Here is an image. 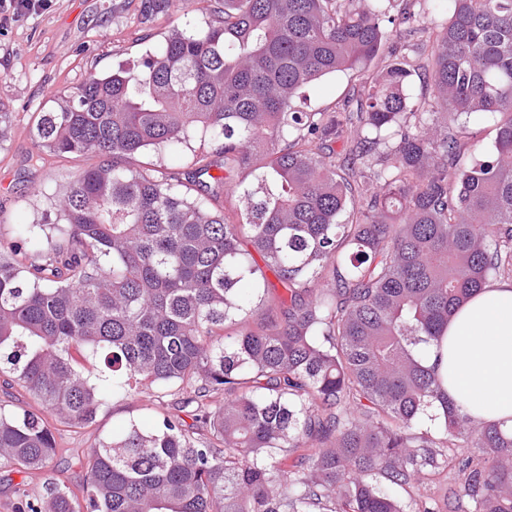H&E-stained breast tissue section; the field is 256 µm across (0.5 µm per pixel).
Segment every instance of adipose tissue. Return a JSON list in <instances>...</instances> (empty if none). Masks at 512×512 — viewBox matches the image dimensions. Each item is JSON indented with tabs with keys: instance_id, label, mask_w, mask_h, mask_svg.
Segmentation results:
<instances>
[{
	"instance_id": "adipose-tissue-1",
	"label": "adipose tissue",
	"mask_w": 512,
	"mask_h": 512,
	"mask_svg": "<svg viewBox=\"0 0 512 512\" xmlns=\"http://www.w3.org/2000/svg\"><path fill=\"white\" fill-rule=\"evenodd\" d=\"M444 387L475 423L512 424V280L493 281L455 309L440 343Z\"/></svg>"
}]
</instances>
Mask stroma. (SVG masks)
<instances>
[{
  "instance_id": "stroma-1",
  "label": "stroma",
  "mask_w": 512,
  "mask_h": 512,
  "mask_svg": "<svg viewBox=\"0 0 512 512\" xmlns=\"http://www.w3.org/2000/svg\"><path fill=\"white\" fill-rule=\"evenodd\" d=\"M215 0L185 5L173 0L169 12L152 23H134V0H52L49 9L21 21L0 26V235L8 237L17 225L33 224L51 209L50 199L73 175L96 165L95 157L39 156L33 125L39 113L54 107L60 92L80 83L88 71L107 74L137 65L153 52L171 29L203 26ZM389 42L412 61L416 72L407 88L411 100L430 99L433 86L426 69L427 54L400 33L398 19L405 0H391ZM358 82L356 73L324 77L305 88L294 101L303 112H333L347 100ZM450 129L460 131L463 164L493 148L496 130L482 115L448 113ZM171 400L144 394L110 400L97 423L77 435L58 427L56 437L66 452L54 469L71 484H79L85 470L77 449L93 444L97 435L129 417L150 418L172 409Z\"/></svg>"
}]
</instances>
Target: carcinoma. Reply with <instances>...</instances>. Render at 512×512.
<instances>
[{
    "mask_svg": "<svg viewBox=\"0 0 512 512\" xmlns=\"http://www.w3.org/2000/svg\"><path fill=\"white\" fill-rule=\"evenodd\" d=\"M387 2L218 0L205 27L39 114V150L112 163L66 182L56 223L0 236V376L35 402L0 404L15 512H512V426L460 414L422 355L512 272V0H448L428 102L394 50L368 75ZM169 8L140 0L136 22ZM401 24L422 31L413 10ZM350 70L342 111L292 108ZM450 110L494 117L489 156L461 167L457 135L423 126ZM197 137L224 175L207 153L177 186L137 164ZM385 139L391 165L364 174ZM145 392L177 412L98 438L81 484L28 488L63 452L56 424L82 433Z\"/></svg>",
    "mask_w": 512,
    "mask_h": 512,
    "instance_id": "carcinoma-1",
    "label": "carcinoma"
}]
</instances>
